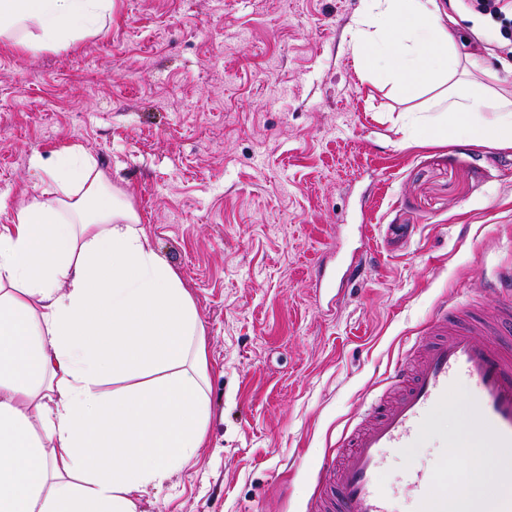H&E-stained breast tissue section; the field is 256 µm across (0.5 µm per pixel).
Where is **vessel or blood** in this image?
I'll return each instance as SVG.
<instances>
[{
	"instance_id": "b4317fda",
	"label": "vessel or blood",
	"mask_w": 512,
	"mask_h": 512,
	"mask_svg": "<svg viewBox=\"0 0 512 512\" xmlns=\"http://www.w3.org/2000/svg\"><path fill=\"white\" fill-rule=\"evenodd\" d=\"M461 380L477 397L464 428L484 447L506 454L482 489L468 477L462 485L438 487L435 472L418 466L408 471V489L420 512H512V304L485 319L444 303L427 338L396 365L389 394L380 395L369 421L346 437L348 462L329 457L321 464L323 484L308 512H392L377 484L381 461L389 451L418 445L429 416L447 404Z\"/></svg>"
}]
</instances>
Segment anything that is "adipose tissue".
I'll list each match as a JSON object with an SVG mask.
<instances>
[{
  "instance_id": "1",
  "label": "adipose tissue",
  "mask_w": 512,
  "mask_h": 512,
  "mask_svg": "<svg viewBox=\"0 0 512 512\" xmlns=\"http://www.w3.org/2000/svg\"><path fill=\"white\" fill-rule=\"evenodd\" d=\"M357 62L415 99L434 138L512 148V92L459 58L442 0H361ZM114 0H0V37L65 47ZM31 165L54 185L0 225V512H137L207 440L205 329L127 193L65 147ZM113 384L105 393V384Z\"/></svg>"
}]
</instances>
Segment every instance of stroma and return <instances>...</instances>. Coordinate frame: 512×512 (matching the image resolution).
Listing matches in <instances>:
<instances>
[{"mask_svg": "<svg viewBox=\"0 0 512 512\" xmlns=\"http://www.w3.org/2000/svg\"><path fill=\"white\" fill-rule=\"evenodd\" d=\"M360 0H116L112 24L62 50L0 42V224L49 185L64 147L125 191L205 328L214 414L205 448L138 512H305L335 454L420 342L441 301L490 311L512 266V150L421 145L405 100L348 49ZM459 53L512 88L487 22L456 0ZM366 259L364 281L317 269ZM466 383L378 483L413 512L409 462L458 476Z\"/></svg>", "mask_w": 512, "mask_h": 512, "instance_id": "35a3bbf8", "label": "stroma"}]
</instances>
